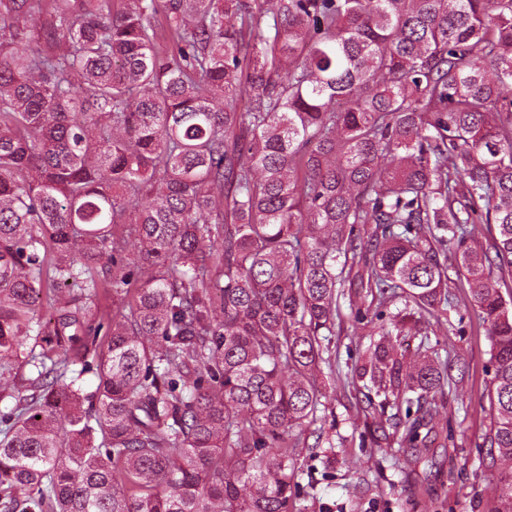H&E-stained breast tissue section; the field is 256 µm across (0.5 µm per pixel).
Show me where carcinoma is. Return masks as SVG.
Listing matches in <instances>:
<instances>
[{
  "mask_svg": "<svg viewBox=\"0 0 512 512\" xmlns=\"http://www.w3.org/2000/svg\"><path fill=\"white\" fill-rule=\"evenodd\" d=\"M38 2L0 0L5 512H292L342 298L361 446H426L453 360L406 337L456 280L512 512V0Z\"/></svg>",
  "mask_w": 512,
  "mask_h": 512,
  "instance_id": "carcinoma-1",
  "label": "carcinoma"
}]
</instances>
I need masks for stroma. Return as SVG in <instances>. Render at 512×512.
Masks as SVG:
<instances>
[{
	"label": "stroma",
	"instance_id": "stroma-1",
	"mask_svg": "<svg viewBox=\"0 0 512 512\" xmlns=\"http://www.w3.org/2000/svg\"><path fill=\"white\" fill-rule=\"evenodd\" d=\"M450 322L460 324L459 335L445 326L429 324L427 334L435 349L453 348L469 371L444 398L432 424L448 430L447 445L431 444L404 477L392 452L359 445L362 417L349 407L351 366L369 343L364 329L345 319L330 345L331 360L340 372L326 392L336 421L325 426L336 442V458L302 451L295 459L300 495L294 512H488L497 472L482 466L487 455L481 443L487 420L480 396L490 380L489 343L479 325L478 311L457 306L448 311Z\"/></svg>",
	"mask_w": 512,
	"mask_h": 512
}]
</instances>
